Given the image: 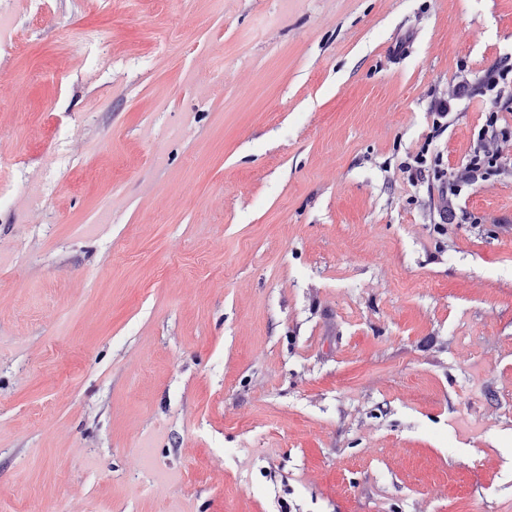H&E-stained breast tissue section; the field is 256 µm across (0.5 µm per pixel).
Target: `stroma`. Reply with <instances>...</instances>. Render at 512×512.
<instances>
[{"label":"stroma","mask_w":512,"mask_h":512,"mask_svg":"<svg viewBox=\"0 0 512 512\" xmlns=\"http://www.w3.org/2000/svg\"><path fill=\"white\" fill-rule=\"evenodd\" d=\"M1 17L0 512H512V0ZM500 157L489 153H476L464 166V169L458 173L450 184V193L456 195L461 192V185H472L483 179L488 171L497 168L500 165Z\"/></svg>","instance_id":"35a3bbf8"}]
</instances>
